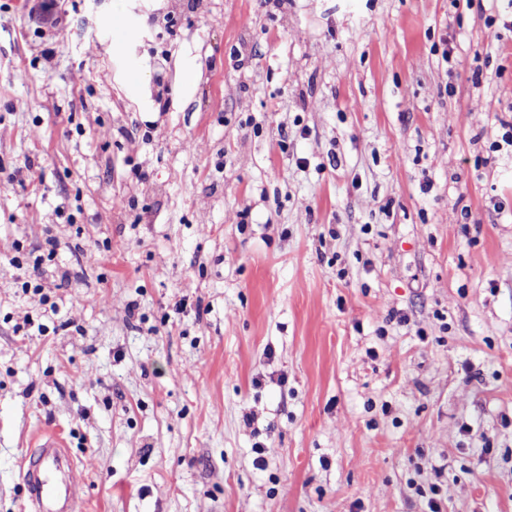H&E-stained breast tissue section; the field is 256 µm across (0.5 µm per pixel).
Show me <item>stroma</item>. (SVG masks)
<instances>
[{
  "mask_svg": "<svg viewBox=\"0 0 512 512\" xmlns=\"http://www.w3.org/2000/svg\"><path fill=\"white\" fill-rule=\"evenodd\" d=\"M41 3L0 0V512L46 430L80 512H512V0Z\"/></svg>",
  "mask_w": 512,
  "mask_h": 512,
  "instance_id": "35a3bbf8",
  "label": "stroma"
}]
</instances>
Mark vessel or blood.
Here are the masks:
<instances>
[{"label": "vessel or blood", "mask_w": 512, "mask_h": 512, "mask_svg": "<svg viewBox=\"0 0 512 512\" xmlns=\"http://www.w3.org/2000/svg\"><path fill=\"white\" fill-rule=\"evenodd\" d=\"M36 453L22 469L30 512H76L82 498L72 472L75 462L58 433L40 435Z\"/></svg>", "instance_id": "vessel-or-blood-1"}]
</instances>
